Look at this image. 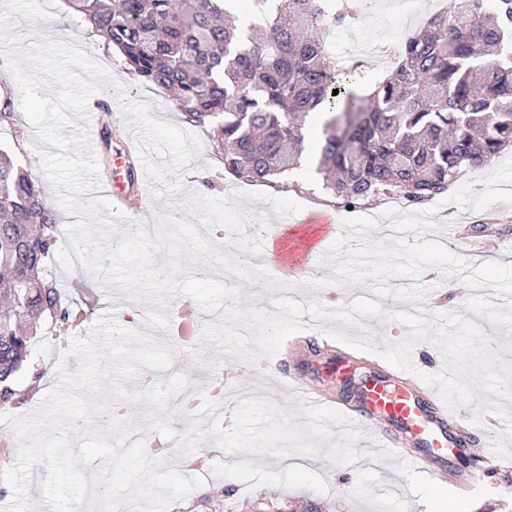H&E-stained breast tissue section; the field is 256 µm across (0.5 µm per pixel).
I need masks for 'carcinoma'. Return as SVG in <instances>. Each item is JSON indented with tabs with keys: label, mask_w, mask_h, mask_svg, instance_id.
<instances>
[{
	"label": "carcinoma",
	"mask_w": 512,
	"mask_h": 512,
	"mask_svg": "<svg viewBox=\"0 0 512 512\" xmlns=\"http://www.w3.org/2000/svg\"><path fill=\"white\" fill-rule=\"evenodd\" d=\"M65 2L138 84L209 132L224 172L243 181L288 183L314 114L320 188L349 207L393 194L426 204L512 147V0H448L366 91L362 62L331 56L325 33L367 0H248V25L238 0ZM60 235L27 164L0 147V405L18 399L41 323L71 320L45 273Z\"/></svg>",
	"instance_id": "carcinoma-1"
}]
</instances>
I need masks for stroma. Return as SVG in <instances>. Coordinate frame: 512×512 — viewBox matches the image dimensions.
Masks as SVG:
<instances>
[{"label":"stroma","mask_w":512,"mask_h":512,"mask_svg":"<svg viewBox=\"0 0 512 512\" xmlns=\"http://www.w3.org/2000/svg\"><path fill=\"white\" fill-rule=\"evenodd\" d=\"M49 18L36 22L18 19L16 30L32 40L51 37L55 42H69L81 47L110 70L118 82L126 87L130 100L151 103L152 117L184 126L185 121L176 112L164 92L139 85L125 69L120 56L104 50L87 29L70 15L62 0H56ZM401 26V0H375L353 27L334 28L328 36V48L337 59L360 57L367 81H377L385 68L374 52L375 44L390 38H406ZM95 100L109 102L112 116L108 119L110 147L99 149L97 161L102 175H119L130 194L140 197L144 222L158 227L168 216L193 223L198 231L212 239L216 248L235 243L237 248L249 250L259 244L260 226L279 225L290 228L295 216H326L333 223H342L352 217H381L387 201L376 199L357 208H345L331 198L316 202L320 177L311 153H304L301 166L287 188H272L225 177L223 184L207 189L202 175L219 170L210 139L199 134L200 148L188 167L180 171L182 192L155 196L154 183L146 176L142 164L134 168L121 165V147L133 138L134 130L123 115L113 87L97 91ZM0 140L10 143L19 157L30 165L33 178L43 188L50 201H57L58 190L45 176L41 167L35 130L25 115H18L15 124L0 127ZM435 230L425 237L444 244L472 265L484 262L512 263V203L498 202L483 210L461 209L449 204L432 217ZM477 238L498 241V250L476 254L471 242ZM187 269L199 278H213L226 286L235 287L241 308L270 307L273 299L288 297L301 303L324 301L334 310L365 297L374 298V280L357 283H334L323 289L306 285L304 279L276 277L274 282L248 280L236 274H223L219 267L207 261H190ZM46 268L51 279L63 289L66 298L81 301L82 296L70 286L71 277L81 278L94 294L99 312L113 311L118 324L136 328L147 305L134 302L115 287L103 286L82 267L68 272L56 259H48ZM422 284L426 295L419 302L396 301L393 311L408 313L422 311L426 318L442 313L457 312L481 327L490 346L498 356L512 362V329L488 321L486 316L465 310L464 301L472 291L458 277L444 274L419 278L389 279L392 288ZM304 325L299 342L304 355L293 358L292 368L304 371L315 383L335 393L346 395V379L361 380L373 372L383 370L385 361L376 354H368L351 346L336 352L337 360L345 362L343 371H333L327 357L313 350L309 331L314 321L303 315ZM332 330L347 332L348 336L370 339L376 345L398 343L408 333L399 322H382L365 317L357 329L344 328L338 321L331 322ZM74 330L46 324L40 335L30 341V360L19 373L16 387L24 396L22 404L11 406L14 415L35 410L45 394L59 381L58 366L66 364L68 371H76L77 358H64L63 353ZM155 340L174 348L170 369L154 371L142 368L137 379L125 381L128 391H138L144 381H165L174 374L185 375L188 390L199 403L193 417L181 410L180 397L170 398L167 412L175 432L170 438L171 450L165 454L167 467L183 471L185 476L200 473L204 485L192 490L185 498L174 501L168 512H248L250 503H270L285 506L304 498H314L327 505L329 512H423L425 487L431 483L430 474L405 461L378 460L363 462L359 452L373 444L374 437L366 431H339L332 427L331 417L322 409L307 410L285 398L275 397L271 382L265 378L242 375L232 381L224 402L211 404L206 398L208 377L216 376L226 368L240 364V357L223 351L217 343L196 339L192 345H181L173 329H157ZM475 418L493 416L494 423L486 435L474 438L473 447L494 452L502 467L491 474L486 484L470 497L449 496L451 512H512V401L484 392L466 408ZM205 453L208 462L199 471L186 468L185 461L195 453Z\"/></svg>","instance_id":"obj_1"}]
</instances>
